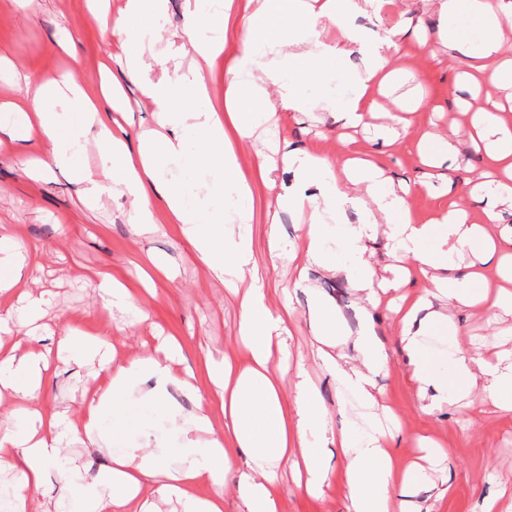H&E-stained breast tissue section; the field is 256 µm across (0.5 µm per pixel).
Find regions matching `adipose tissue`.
<instances>
[{"label":"adipose tissue","instance_id":"obj_1","mask_svg":"<svg viewBox=\"0 0 512 512\" xmlns=\"http://www.w3.org/2000/svg\"><path fill=\"white\" fill-rule=\"evenodd\" d=\"M166 0H126L125 10L103 27L112 40L115 61L137 79L141 93L162 116L171 136L151 139L130 151L124 139L108 125L99 98L79 86L32 77L24 91L0 112V124L14 125L20 141L31 135L50 147L54 164L67 167L83 183L86 199H97L105 189L132 199L129 223L134 233L156 231L153 201L161 199L168 223L188 238L207 271L223 280L239 299V342L248 363L224 362L213 367V390L198 404L187 422L189 431L206 434L201 445L165 451L120 448L97 484L75 485L70 495L80 512H154L141 492L157 486L162 497L182 512H224L223 488L234 485L241 512H281L276 479L284 467L294 471L297 485L307 494H323L333 480H341L346 512H422L411 498L418 481L444 466L447 452L427 442L419 461L398 468L390 428L393 411L382 404L379 377L387 370L385 349L375 326L383 300H390L398 317L397 330L412 367L416 395L424 412L466 402L512 406V359L490 363L471 354L458 340L453 312L457 309L512 314V228L501 227L498 208L512 205V126L495 114L479 113L473 136L489 142L486 178L493 189L484 219L472 221L458 204L438 217L416 219L410 208L414 195L451 194L453 181L442 166L453 147L439 136H421L417 152L424 174L416 181L392 185L374 159L346 154L334 160L322 150L286 148L285 168L316 195L276 190L266 162H259L255 179L242 175L238 163L241 142L253 135L256 119L276 123L285 112L333 110L344 127L358 126L364 112L375 106L372 90L397 72L394 60L405 35L393 25L383 35L368 37L353 20L356 0H262L251 11L235 9L234 0L216 6L215 0H188L182 32L205 61L221 56L228 34L237 37L232 57L226 59L223 101L213 100L199 67L182 72L176 81L144 78L142 51L161 29ZM512 22V11L501 0H442L436 37L462 48H475L480 83L487 91L512 84V65H495L502 52L500 32ZM338 39H321L325 26ZM304 32L292 42L290 35ZM359 45L368 56L364 75L346 79L344 92L332 85L337 59L348 45ZM94 137L108 163V182H100L84 168L78 149ZM179 175H171V162ZM275 190L277 208L308 212L302 227V249L308 265L327 274H345L358 299L363 326L353 340L358 352L348 358L337 335L335 308L315 299L312 318L316 346L313 356L336 381L339 409L347 421L334 427L320 403L316 385L300 376L291 399L283 397L281 376L272 368V352L284 348L294 314L278 308L264 281L252 274V238L247 231L254 213V183ZM361 215L357 224H345L348 211ZM344 223L339 250L326 242L336 223ZM391 240L402 263L391 277L378 278L367 242ZM495 268L496 285L485 272ZM417 269L424 286L419 294L404 295L410 269ZM447 329L439 357H431L425 339ZM19 342L0 336V388L39 397L46 366L44 355L19 354ZM182 355L180 342L160 338L155 350L134 356L107 369L93 395L81 409L84 444L99 447L98 428L105 413L145 377L157 385L154 400H163L168 387L197 395L196 384L176 376L172 365ZM224 419L223 433H215V416ZM68 415L56 412L27 415L24 427L0 430V469L17 475L0 495V512H43L32 505L29 492L42 480L45 461L64 451ZM340 467H332V458ZM205 485L212 493L194 496Z\"/></svg>","mask_w":512,"mask_h":512}]
</instances>
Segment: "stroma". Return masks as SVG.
Returning <instances> with one entry per match:
<instances>
[{
	"label": "stroma",
	"mask_w": 512,
	"mask_h": 512,
	"mask_svg": "<svg viewBox=\"0 0 512 512\" xmlns=\"http://www.w3.org/2000/svg\"><path fill=\"white\" fill-rule=\"evenodd\" d=\"M93 7L92 0H0V66L7 71L6 77H0V106L13 101L27 78L35 75L98 92V63L111 55L112 46L101 36ZM184 12V0H168L165 26L143 52L151 79L176 78L180 69L193 63L189 42L172 36L182 26ZM399 19L409 20L410 29L400 44L396 66L412 73V80L396 78L378 93L377 106L365 113V125L358 129H344L329 109L290 113L287 130L294 146L318 143L337 159L343 139L348 138L354 148L378 153L393 182H411L422 167L409 140L402 138L381 149L372 139L375 127L389 125L388 114L396 102L422 94L431 108L414 113V127L417 132L437 136L449 135L456 126L468 127L474 111L480 108L512 118V87L485 95L464 79L472 57L442 42L420 48L423 31L437 28L438 0H372L356 22L374 34L379 25L388 26ZM113 76L121 82L126 100L125 108L113 118L125 128L128 144L135 150L142 133L161 129L156 107L121 71H114ZM26 152L41 159L47 156L46 146L37 138L23 143L15 139L10 127L0 126V225L28 250L27 267L13 290L18 295L31 292L44 299L30 343L31 348L49 354V367L36 402L42 413L65 410L71 418H78L85 396L93 389L98 363L57 351L59 339L74 328L99 334L111 344L118 362L145 353L157 337H176L185 361L175 370L181 374L193 369L204 395L210 390V360L228 358L244 363L237 344V301L205 270L190 241L167 224L163 202H156L154 210L160 231L133 234L128 222L129 196L105 194L96 206L87 207L79 186L65 170L55 168L41 178H31L22 163ZM453 154L449 175L465 189L479 180L483 155L465 137L454 140ZM306 220V215L277 210L265 191H258L252 224L258 270L275 288V303H289L295 317L286 339L291 356L283 371V387L292 391L298 370L306 369L317 383L324 407L333 413L338 401L336 383L312 356L310 293L293 286L304 260L287 257L289 251L298 248L299 226ZM272 223L285 251L284 258L275 261L269 257L267 243ZM150 259L159 262L167 274L156 279L152 294L144 297L142 315L104 308L91 286L94 277L109 272L136 290L140 287L137 267ZM309 277L315 292L335 305L341 329L347 335H357L360 318L356 299L344 276H325L313 270ZM454 322L461 342L477 356L492 360L498 353H512V316L493 319L460 310L455 312ZM376 328L388 355V369L379 384L385 404L395 411L400 423L393 439L399 466L415 459L422 436L441 441L448 450L445 471L437 474L434 485L417 486V501L429 512H480L484 498L498 495L505 487L512 489V411L446 405L430 414L422 412L392 315L379 312ZM154 387V379H141L121 397L120 415L102 420L100 429L112 447L184 445L186 435L171 419L190 417L196 410L195 399L172 387L158 402L152 398ZM109 462L107 450L85 447L80 434L71 433L63 458L44 464L42 483L33 496L49 507L67 505L70 484H96ZM278 492L283 512H345L343 497L334 486L323 496H310L298 489L286 472Z\"/></svg>",
	"instance_id": "35a3bbf8"
}]
</instances>
